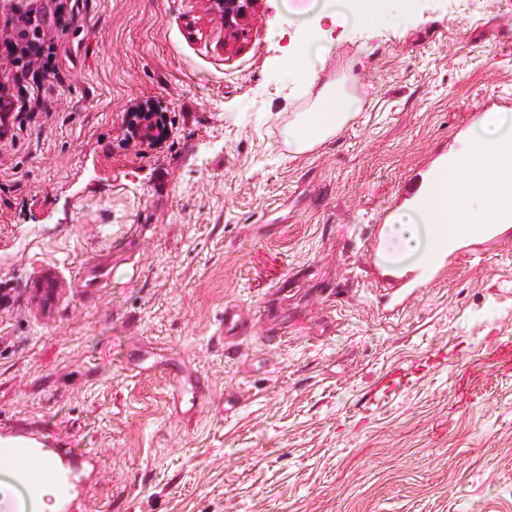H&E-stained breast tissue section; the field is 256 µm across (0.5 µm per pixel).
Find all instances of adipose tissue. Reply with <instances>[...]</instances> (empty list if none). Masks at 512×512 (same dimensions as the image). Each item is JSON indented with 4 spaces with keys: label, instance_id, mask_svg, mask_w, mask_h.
<instances>
[{
    "label": "adipose tissue",
    "instance_id": "1",
    "mask_svg": "<svg viewBox=\"0 0 512 512\" xmlns=\"http://www.w3.org/2000/svg\"><path fill=\"white\" fill-rule=\"evenodd\" d=\"M335 0H323L305 30L306 45H318L317 56L297 48L292 72L314 87L304 109L294 113L282 129L290 155L298 157L320 147L341 131L360 112L363 93L346 77L320 81L331 50L320 42L317 30L323 20L335 19ZM484 133L467 137L460 150L435 176L425 181L412 204L397 212L383 231L387 253L422 262L437 247L439 230H446L449 246L474 239V227L493 230L512 228V136L503 134L496 114L482 120ZM65 466L50 457L47 470L19 482L11 464L0 461V512H15L18 494H25L29 512H62L59 476Z\"/></svg>",
    "mask_w": 512,
    "mask_h": 512
}]
</instances>
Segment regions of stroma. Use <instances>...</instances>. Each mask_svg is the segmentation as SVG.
I'll return each instance as SVG.
<instances>
[{
  "mask_svg": "<svg viewBox=\"0 0 512 512\" xmlns=\"http://www.w3.org/2000/svg\"><path fill=\"white\" fill-rule=\"evenodd\" d=\"M307 2L259 0L226 50L189 36L201 0H77L48 115L0 149V435L60 455L73 512H512V229L417 281L366 250L512 116V0L335 27L364 102L293 158ZM145 100L173 132L142 155L121 118Z\"/></svg>",
  "mask_w": 512,
  "mask_h": 512,
  "instance_id": "1",
  "label": "stroma"
}]
</instances>
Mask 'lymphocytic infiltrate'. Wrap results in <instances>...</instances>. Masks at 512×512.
I'll return each mask as SVG.
<instances>
[{"instance_id":"f902f5d3","label":"lymphocytic infiltrate","mask_w":512,"mask_h":512,"mask_svg":"<svg viewBox=\"0 0 512 512\" xmlns=\"http://www.w3.org/2000/svg\"><path fill=\"white\" fill-rule=\"evenodd\" d=\"M74 0H50L49 7L33 0H11L0 7V56L11 67L0 77V144L16 145L27 121L45 112V94L61 83L59 49L68 33ZM126 122L148 148L168 137L166 116L156 107H130Z\"/></svg>"}]
</instances>
